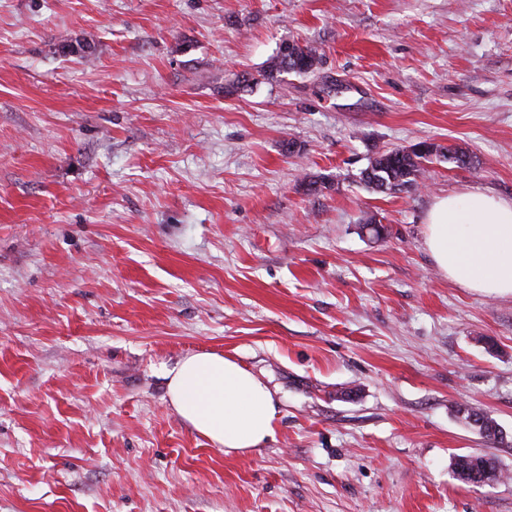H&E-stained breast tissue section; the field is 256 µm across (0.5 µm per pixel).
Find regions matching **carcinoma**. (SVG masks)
<instances>
[{"label": "carcinoma", "mask_w": 512, "mask_h": 512, "mask_svg": "<svg viewBox=\"0 0 512 512\" xmlns=\"http://www.w3.org/2000/svg\"><path fill=\"white\" fill-rule=\"evenodd\" d=\"M319 62L320 57L315 47L297 41H286L279 46L276 56L267 68V73L270 77L290 72L307 74L313 72ZM442 154L459 165L468 162V154L459 147L443 150L435 145L427 157L404 147L377 155L361 172V180L380 192L400 191L405 185L417 184L418 179L425 175L424 163ZM466 418L473 421L488 437H495L499 433L497 424L479 410L468 411ZM452 467L456 475L479 472L487 467L498 471L495 460L482 454L458 455L454 457Z\"/></svg>", "instance_id": "obj_1"}]
</instances>
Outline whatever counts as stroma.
Instances as JSON below:
<instances>
[{
    "mask_svg": "<svg viewBox=\"0 0 512 512\" xmlns=\"http://www.w3.org/2000/svg\"><path fill=\"white\" fill-rule=\"evenodd\" d=\"M292 40L319 69L264 79ZM421 141L469 162L362 182ZM476 190L512 199V0H0V512H512V297L424 245ZM202 351L269 384L272 441L177 415ZM425 142L378 154L362 171L361 180L380 192L402 191V187L405 185L417 184L418 179L425 175L424 163L429 162L433 157L437 158L442 154L448 158V161L459 165H466L468 162V154L459 147H448V149L446 148L447 154H445L440 146L432 143V152L427 157L417 154L414 150L410 151V148H415ZM418 150L426 153L427 146L421 145ZM452 467H453V472L458 480H460L466 484H473V485H476V483L463 481L457 475L466 473V472H468V473H471L474 471L480 472L481 470H484L486 467H489L491 470H493L496 473V476H495V479H496L497 472H500L498 470L495 460L491 457H488L487 455H482V454H470L469 453V454H465V455H457L453 459Z\"/></svg>",
    "mask_w": 512,
    "mask_h": 512,
    "instance_id": "stroma-1",
    "label": "stroma"
}]
</instances>
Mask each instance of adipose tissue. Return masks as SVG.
Masks as SVG:
<instances>
[{
    "label": "adipose tissue",
    "mask_w": 512,
    "mask_h": 512,
    "mask_svg": "<svg viewBox=\"0 0 512 512\" xmlns=\"http://www.w3.org/2000/svg\"><path fill=\"white\" fill-rule=\"evenodd\" d=\"M425 225V246L447 277L476 292L512 296V200L452 193L434 201ZM167 378L176 413L225 454L244 455L274 439V393L236 360L191 354Z\"/></svg>",
    "instance_id": "adipose-tissue-1"
}]
</instances>
